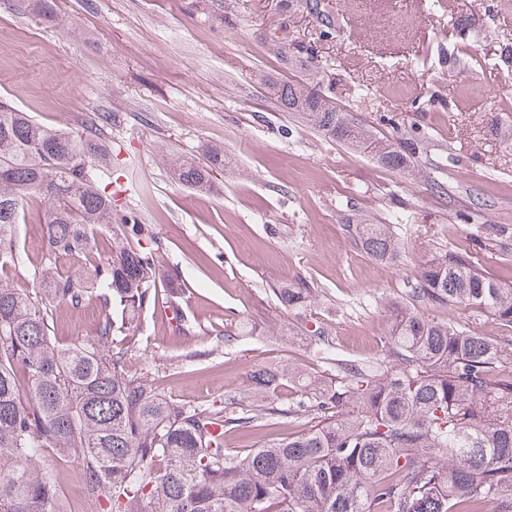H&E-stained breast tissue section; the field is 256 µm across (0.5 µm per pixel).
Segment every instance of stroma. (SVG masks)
Here are the masks:
<instances>
[{
	"label": "stroma",
	"instance_id": "obj_1",
	"mask_svg": "<svg viewBox=\"0 0 512 512\" xmlns=\"http://www.w3.org/2000/svg\"><path fill=\"white\" fill-rule=\"evenodd\" d=\"M0 0V101L38 122L78 131L112 118V175L126 207L161 244L165 274L179 276L178 307L145 306L124 341V371L166 398L213 405L248 397L260 368L283 376L287 409L274 430L224 437L259 447L268 433L296 434L314 416L294 378L323 384L332 359L386 369L389 303L417 267L471 238L484 271L512 286V147L492 133L512 123V0H322L324 25L292 0ZM467 16L453 27L448 13ZM293 51L276 53L279 43ZM302 81L378 136L415 150V173L392 171L314 132L283 111L269 85ZM224 151L210 191L178 183L170 156ZM46 205L29 200L18 226L15 287L34 289ZM393 224L405 249L389 266L356 249L347 219ZM302 279L303 313L275 289ZM423 315L499 342L512 329L463 306ZM324 327L314 351L299 317ZM100 302L53 312L62 345L90 339ZM39 464L60 489L64 512H110L90 495L76 454L43 451Z\"/></svg>",
	"mask_w": 512,
	"mask_h": 512
}]
</instances>
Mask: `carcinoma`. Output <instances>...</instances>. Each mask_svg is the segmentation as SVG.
<instances>
[{"mask_svg": "<svg viewBox=\"0 0 512 512\" xmlns=\"http://www.w3.org/2000/svg\"><path fill=\"white\" fill-rule=\"evenodd\" d=\"M272 93L313 129L407 170L409 151L373 136L307 87L276 82ZM112 169L104 115L80 131L32 121L0 102V512H60L56 485L36 458L45 448L81 457L87 491L108 493L115 512H512V373L505 348L470 328L423 317L420 307L464 305L512 328V287L486 276L469 240L418 267L407 300L392 305L383 348L392 371L339 360L329 386L314 394L315 424L243 453L224 434L280 424L279 375H251L256 403L232 395L218 407L180 405L145 378L124 372L119 347L142 309L156 300L157 249L147 227L106 191ZM224 169L175 163L174 175L200 191ZM48 202L42 288H16V235L26 199ZM112 228V253L96 250ZM356 248L381 264L404 251L387 224H347ZM73 259L78 273L57 263ZM290 309L311 302L302 280L277 288ZM104 312L93 338L51 340L53 309L81 308L90 296ZM453 461L440 465L439 458Z\"/></svg>", "mask_w": 512, "mask_h": 512, "instance_id": "obj_1", "label": "carcinoma"}]
</instances>
